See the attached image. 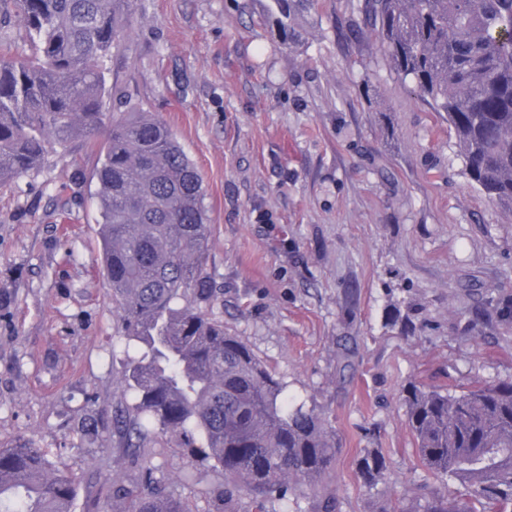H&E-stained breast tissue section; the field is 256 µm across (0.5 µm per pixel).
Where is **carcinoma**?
<instances>
[{"label":"carcinoma","instance_id":"obj_1","mask_svg":"<svg viewBox=\"0 0 512 512\" xmlns=\"http://www.w3.org/2000/svg\"><path fill=\"white\" fill-rule=\"evenodd\" d=\"M28 51L0 52V181L18 178L54 140L98 156L101 265L124 336L143 348L124 367L132 395L116 419L127 447L152 429L191 434L185 451L224 471V512L240 497L257 512H336L319 483L336 458V432L288 397L224 322L205 308L203 178L169 127L147 112H103L104 61L129 36L133 0H17ZM313 0H271L268 21L298 40ZM397 73L448 117L469 179L512 209V0H361ZM475 323L512 331V292L492 291ZM400 400L429 474L458 485L400 512H512V379L456 394L413 382ZM383 452L356 462L377 487ZM75 478L45 450L0 448V512H71ZM125 512H193L153 490Z\"/></svg>","mask_w":512,"mask_h":512}]
</instances>
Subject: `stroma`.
I'll use <instances>...</instances> for the list:
<instances>
[{
    "mask_svg": "<svg viewBox=\"0 0 512 512\" xmlns=\"http://www.w3.org/2000/svg\"><path fill=\"white\" fill-rule=\"evenodd\" d=\"M267 3L134 0L104 110L152 113L199 168L211 313L335 430L336 512H407L446 487L418 464L402 387L512 378V332L471 322L488 291H512V214L470 181L358 0H315L295 47ZM96 193L80 140L0 184V448H45L79 485L72 512H107L150 477L220 512L221 471L169 432L126 448L115 424L137 348L95 262ZM395 304L414 334L388 326ZM366 448L387 458L372 490L355 472Z\"/></svg>",
    "mask_w": 512,
    "mask_h": 512,
    "instance_id": "obj_1",
    "label": "stroma"
}]
</instances>
